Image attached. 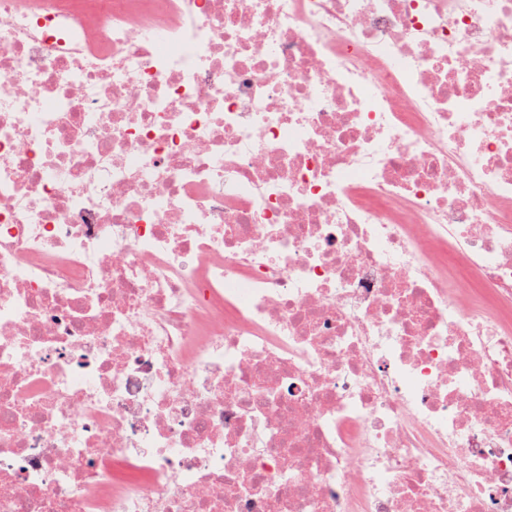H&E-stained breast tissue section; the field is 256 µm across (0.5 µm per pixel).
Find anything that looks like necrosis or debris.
<instances>
[{"mask_svg":"<svg viewBox=\"0 0 512 512\" xmlns=\"http://www.w3.org/2000/svg\"><path fill=\"white\" fill-rule=\"evenodd\" d=\"M0 512H512V0H0Z\"/></svg>","mask_w":512,"mask_h":512,"instance_id":"necrosis-or-debris-1","label":"necrosis or debris"}]
</instances>
